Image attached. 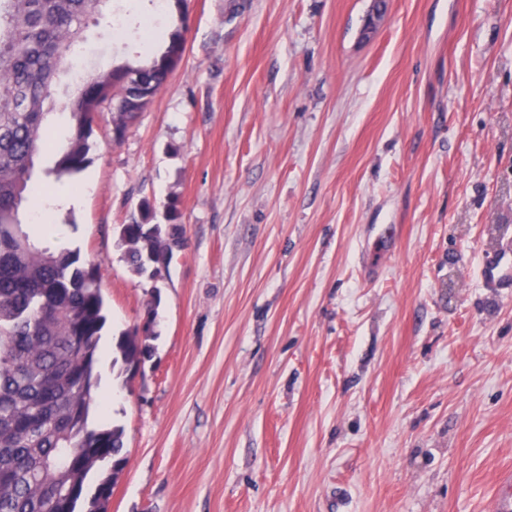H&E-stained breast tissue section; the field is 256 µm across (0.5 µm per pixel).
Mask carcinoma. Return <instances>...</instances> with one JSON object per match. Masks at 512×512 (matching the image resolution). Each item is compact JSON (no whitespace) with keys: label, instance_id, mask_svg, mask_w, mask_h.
Returning a JSON list of instances; mask_svg holds the SVG:
<instances>
[{"label":"carcinoma","instance_id":"1","mask_svg":"<svg viewBox=\"0 0 512 512\" xmlns=\"http://www.w3.org/2000/svg\"><path fill=\"white\" fill-rule=\"evenodd\" d=\"M106 16L100 0H0V512H107L127 460L124 428L102 417L99 345L108 319L101 264L50 246L59 224L26 218L40 191L36 163L47 145L46 118L61 73L71 68L81 29ZM174 26L147 60L81 76L66 101L70 132L44 177L73 178L89 164V139L110 93L132 101L154 95L185 53ZM126 136L138 112H110ZM140 202L142 220L116 227L124 260L151 282L187 246L178 201L165 222ZM160 293L152 287L138 327L112 338V365L143 366L157 335Z\"/></svg>","mask_w":512,"mask_h":512}]
</instances>
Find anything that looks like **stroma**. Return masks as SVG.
<instances>
[{"mask_svg": "<svg viewBox=\"0 0 512 512\" xmlns=\"http://www.w3.org/2000/svg\"><path fill=\"white\" fill-rule=\"evenodd\" d=\"M188 0L182 62L73 182L101 339L149 281L117 225L180 202L154 355L101 362L109 512H493L512 498V0ZM74 68L150 55L171 0H110ZM123 22L114 34V19ZM392 238L379 244L382 227ZM511 248L505 250L501 258L488 262L484 267V279L493 288L507 287L512 283V265L505 259Z\"/></svg>", "mask_w": 512, "mask_h": 512, "instance_id": "obj_1", "label": "stroma"}]
</instances>
